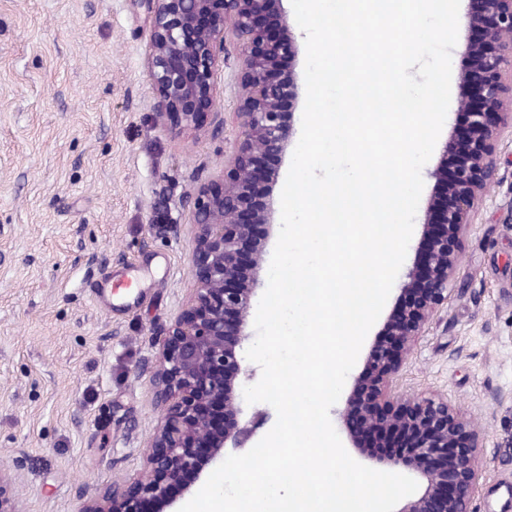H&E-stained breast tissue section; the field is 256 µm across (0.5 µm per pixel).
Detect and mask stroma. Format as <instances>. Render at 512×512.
I'll return each mask as SVG.
<instances>
[{
  "label": "stroma",
  "mask_w": 512,
  "mask_h": 512,
  "mask_svg": "<svg viewBox=\"0 0 512 512\" xmlns=\"http://www.w3.org/2000/svg\"><path fill=\"white\" fill-rule=\"evenodd\" d=\"M130 0H0V468L26 512H77L144 465L162 412L152 330L190 297L185 197L224 173L238 58L215 76L224 129L171 133ZM461 240V273L403 369L481 424L473 512H512V133Z\"/></svg>",
  "instance_id": "stroma-1"
}]
</instances>
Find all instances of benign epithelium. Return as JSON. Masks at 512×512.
Masks as SVG:
<instances>
[{"mask_svg": "<svg viewBox=\"0 0 512 512\" xmlns=\"http://www.w3.org/2000/svg\"><path fill=\"white\" fill-rule=\"evenodd\" d=\"M150 36L144 65L154 109L171 130L224 120L212 112L215 75L227 41L242 59L245 94L226 174L185 202L195 229L190 270L195 288L185 308L154 342V404L163 411L135 476L102 487L77 512H178L228 448L250 438L243 389L254 370L242 353L278 209L277 172L266 154L283 156L294 129L282 112L300 96L301 50L283 0H131ZM469 43L458 62L459 97L449 135L428 172L432 183L413 258L397 300L376 334L343 408L340 429L371 465L409 471L417 490L395 512H472L484 473L476 464L480 433L443 396L403 395L401 371L460 274L459 247L469 217L497 171L512 66V0H466ZM416 449L406 460L378 448ZM15 474L0 469V512H26L12 493Z\"/></svg>", "mask_w": 512, "mask_h": 512, "instance_id": "7a95c632", "label": "benign epithelium"}]
</instances>
